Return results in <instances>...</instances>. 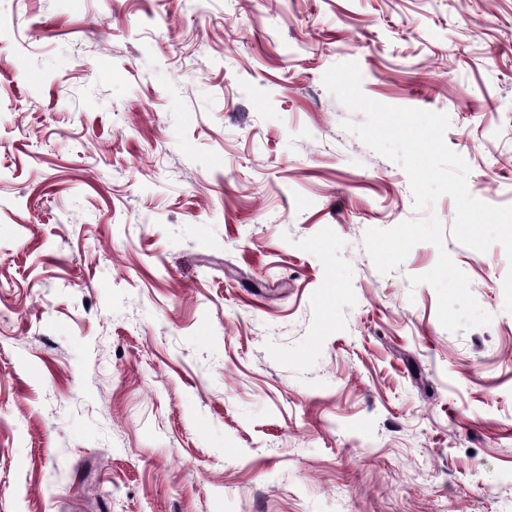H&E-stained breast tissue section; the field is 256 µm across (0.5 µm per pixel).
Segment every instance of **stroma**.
I'll list each match as a JSON object with an SVG mask.
<instances>
[{
  "mask_svg": "<svg viewBox=\"0 0 512 512\" xmlns=\"http://www.w3.org/2000/svg\"><path fill=\"white\" fill-rule=\"evenodd\" d=\"M512 0H0V512H512Z\"/></svg>",
  "mask_w": 512,
  "mask_h": 512,
  "instance_id": "1",
  "label": "stroma"
}]
</instances>
